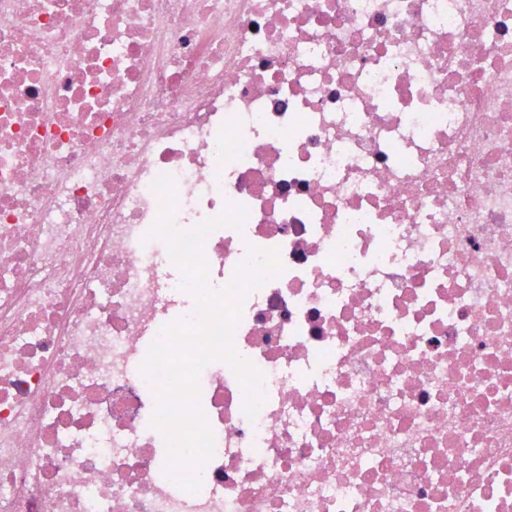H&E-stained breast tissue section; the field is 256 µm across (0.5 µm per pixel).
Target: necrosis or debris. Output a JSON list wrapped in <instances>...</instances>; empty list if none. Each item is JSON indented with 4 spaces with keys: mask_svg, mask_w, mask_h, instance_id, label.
Returning a JSON list of instances; mask_svg holds the SVG:
<instances>
[{
    "mask_svg": "<svg viewBox=\"0 0 512 512\" xmlns=\"http://www.w3.org/2000/svg\"><path fill=\"white\" fill-rule=\"evenodd\" d=\"M276 277L167 473L142 366ZM0 512H512V0H0Z\"/></svg>",
    "mask_w": 512,
    "mask_h": 512,
    "instance_id": "4bbe7bcc",
    "label": "necrosis or debris"
}]
</instances>
